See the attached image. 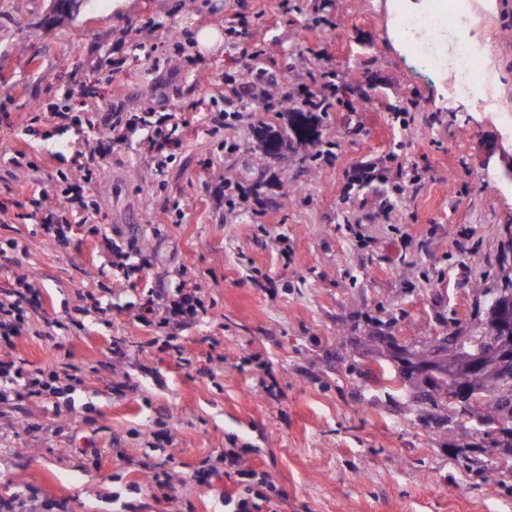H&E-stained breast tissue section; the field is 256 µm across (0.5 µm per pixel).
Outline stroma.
Masks as SVG:
<instances>
[{
    "label": "stroma",
    "instance_id": "1",
    "mask_svg": "<svg viewBox=\"0 0 512 512\" xmlns=\"http://www.w3.org/2000/svg\"><path fill=\"white\" fill-rule=\"evenodd\" d=\"M318 2L315 14L305 0H92L56 25L51 0H0V210L44 193L75 201L66 245L42 236L37 215L0 228V242L29 248L0 268V291L22 276L41 285L14 354L30 369L68 360L85 373L0 411L8 492L52 512H168L151 486L166 471L185 512H224V478L207 470L244 448L247 467L281 490L279 512H512V455L457 405L413 402L420 379L394 384L381 342L483 336L490 301L512 286V137L499 115L512 110V0H496L477 31L502 80L496 112L453 97L447 72L394 46L397 8L427 0ZM212 23L228 36L205 53L194 33ZM245 32L281 85L330 69L346 99L366 93L360 111L319 126L333 160L314 163V145L295 142L265 154L256 127L283 121L258 103L238 127L211 123L225 79L244 70ZM108 110L181 113L189 126L164 172L133 139L83 179L73 151L111 139ZM228 139L238 153L225 154ZM18 147L27 156L14 165ZM369 167L374 178H360ZM228 183L258 194L227 209ZM110 239L134 245L127 280L112 279ZM151 282L199 288L210 306L178 336L185 359L136 319ZM255 355L278 399L258 386ZM163 430L170 445L154 447Z\"/></svg>",
    "mask_w": 512,
    "mask_h": 512
}]
</instances>
